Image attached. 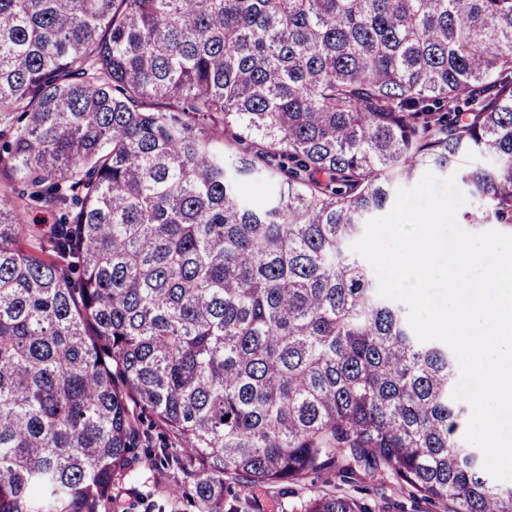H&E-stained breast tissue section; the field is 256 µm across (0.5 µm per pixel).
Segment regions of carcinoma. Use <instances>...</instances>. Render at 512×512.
<instances>
[{"label":"carcinoma","mask_w":512,"mask_h":512,"mask_svg":"<svg viewBox=\"0 0 512 512\" xmlns=\"http://www.w3.org/2000/svg\"><path fill=\"white\" fill-rule=\"evenodd\" d=\"M15 112L0 512H240L224 480L338 457L343 483L390 471L449 512H512L464 440L455 355L351 250L426 171L512 228V0H0ZM145 469L170 484L142 492Z\"/></svg>","instance_id":"cac0c4a2"}]
</instances>
